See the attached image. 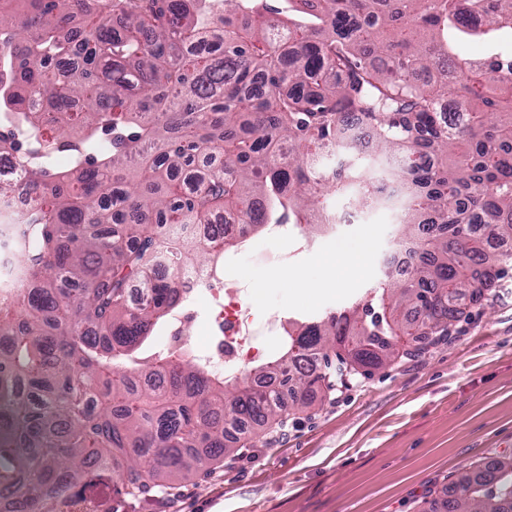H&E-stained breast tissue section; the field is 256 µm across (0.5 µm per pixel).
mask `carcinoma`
<instances>
[{
	"mask_svg": "<svg viewBox=\"0 0 512 512\" xmlns=\"http://www.w3.org/2000/svg\"><path fill=\"white\" fill-rule=\"evenodd\" d=\"M83 3L0 0V153L21 158L0 203L21 187L33 198L22 217L0 212L14 256L0 291V512H96L86 490L108 481L119 512L206 474L236 452L238 427L260 434L448 335L512 260L495 252L512 245V70L462 52L512 32V0H288V16L268 0H102L88 30ZM353 123L401 188L408 277L385 266L249 378L167 356L137 379L181 305L178 274L238 246L216 230L189 250L170 226L229 213L251 232L304 228L327 223L336 195L379 204L388 180L321 165L351 148ZM443 508L512 512V457L460 472Z\"/></svg>",
	"mask_w": 512,
	"mask_h": 512,
	"instance_id": "obj_1",
	"label": "carcinoma"
}]
</instances>
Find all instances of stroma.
Instances as JSON below:
<instances>
[{
	"mask_svg": "<svg viewBox=\"0 0 512 512\" xmlns=\"http://www.w3.org/2000/svg\"><path fill=\"white\" fill-rule=\"evenodd\" d=\"M400 214L393 199L364 211L363 223L312 234L313 248L300 253L256 235L224 275L257 302L260 321H318L379 279ZM364 240L357 274L331 269ZM496 289L493 301L469 305L447 341L352 376L251 439L238 459L128 499L125 512H436L461 469L512 456V266Z\"/></svg>",
	"mask_w": 512,
	"mask_h": 512,
	"instance_id": "obj_1",
	"label": "stroma"
}]
</instances>
